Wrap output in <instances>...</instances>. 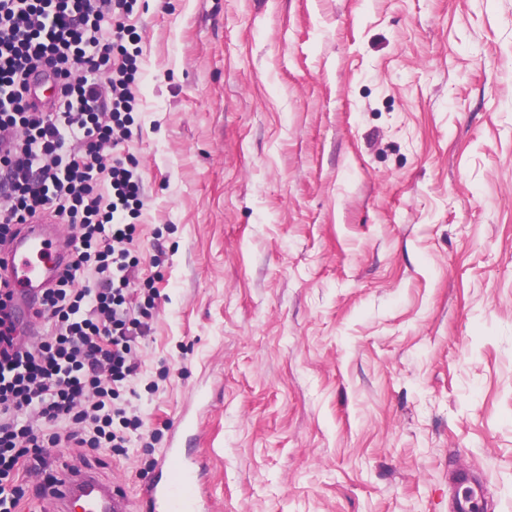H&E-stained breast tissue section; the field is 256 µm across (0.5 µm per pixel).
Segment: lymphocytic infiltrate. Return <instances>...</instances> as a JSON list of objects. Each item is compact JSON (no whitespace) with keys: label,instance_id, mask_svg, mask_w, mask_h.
I'll use <instances>...</instances> for the list:
<instances>
[{"label":"lymphocytic infiltrate","instance_id":"f902f5d3","mask_svg":"<svg viewBox=\"0 0 512 512\" xmlns=\"http://www.w3.org/2000/svg\"><path fill=\"white\" fill-rule=\"evenodd\" d=\"M134 3L0 0V246L45 213L72 227L67 269L34 311L39 334L22 336L15 293L0 287V512L20 505V467L44 474L54 448L121 450L143 425L119 400L154 303L131 298L140 268L128 217L144 205L123 153L140 52L124 23ZM39 78L57 89L43 109L30 97Z\"/></svg>","mask_w":512,"mask_h":512}]
</instances>
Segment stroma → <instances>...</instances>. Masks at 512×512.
<instances>
[{
    "mask_svg": "<svg viewBox=\"0 0 512 512\" xmlns=\"http://www.w3.org/2000/svg\"><path fill=\"white\" fill-rule=\"evenodd\" d=\"M126 148L158 291L125 450L214 512H512V0H137ZM204 460L195 458L188 465L183 461L182 448H167L160 463V476L148 487L146 497L153 512H210L211 505L201 489L199 477L204 470ZM173 470L174 475L163 477V472ZM199 489V494L195 492Z\"/></svg>",
    "mask_w": 512,
    "mask_h": 512,
    "instance_id": "stroma-1",
    "label": "stroma"
}]
</instances>
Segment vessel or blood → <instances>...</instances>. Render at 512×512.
<instances>
[{"label":"vessel or blood","instance_id":"obj_1","mask_svg":"<svg viewBox=\"0 0 512 512\" xmlns=\"http://www.w3.org/2000/svg\"><path fill=\"white\" fill-rule=\"evenodd\" d=\"M47 214L30 224L21 225L0 260L5 267L0 278L25 298H32L42 289L51 287L66 260L63 241L52 238L48 224L54 223ZM161 477L148 487L146 497L153 512H210L211 505L200 493L203 459L188 464L179 448L167 449L160 463ZM56 506L52 512H130L132 505L122 494L102 482L95 473L73 475L59 472L54 478Z\"/></svg>","mask_w":512,"mask_h":512}]
</instances>
